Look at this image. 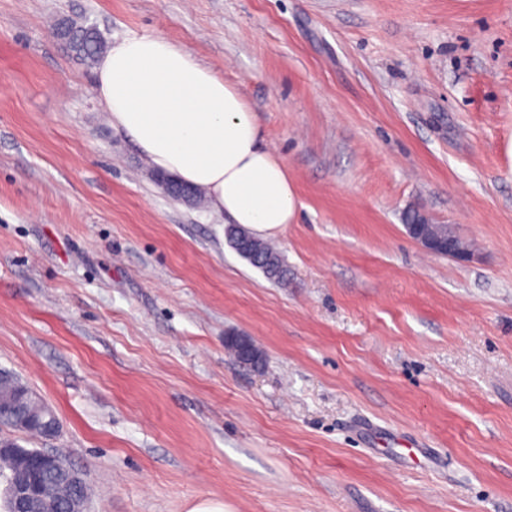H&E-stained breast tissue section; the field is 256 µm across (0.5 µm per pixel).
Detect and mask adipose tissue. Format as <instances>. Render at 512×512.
<instances>
[{
	"label": "adipose tissue",
	"mask_w": 512,
	"mask_h": 512,
	"mask_svg": "<svg viewBox=\"0 0 512 512\" xmlns=\"http://www.w3.org/2000/svg\"><path fill=\"white\" fill-rule=\"evenodd\" d=\"M96 76L113 126L214 211L260 237L293 222L295 190L254 110L194 53L162 35L128 36L111 44Z\"/></svg>",
	"instance_id": "obj_1"
}]
</instances>
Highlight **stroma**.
I'll return each instance as SVG.
<instances>
[{
  "label": "stroma",
  "instance_id": "1",
  "mask_svg": "<svg viewBox=\"0 0 512 512\" xmlns=\"http://www.w3.org/2000/svg\"><path fill=\"white\" fill-rule=\"evenodd\" d=\"M60 16L238 87L295 189L288 287L163 192ZM0 368L61 424L0 437L84 512H512V0H0ZM448 230L438 227L435 234L427 238H418V242L429 252L453 258L465 260L471 253V250L464 246L460 236L452 230L451 225H446ZM227 340H234L239 349L240 363L244 366L258 368L262 363V358L256 351L254 340L245 335L227 337Z\"/></svg>",
  "mask_w": 512,
  "mask_h": 512
}]
</instances>
